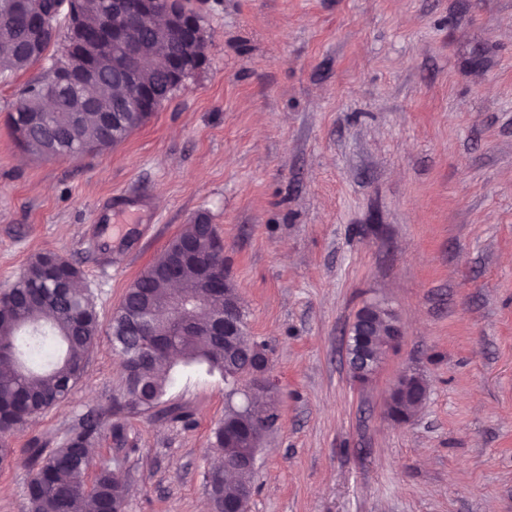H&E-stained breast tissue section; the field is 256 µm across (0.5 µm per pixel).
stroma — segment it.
<instances>
[{"instance_id": "1", "label": "stroma", "mask_w": 512, "mask_h": 512, "mask_svg": "<svg viewBox=\"0 0 512 512\" xmlns=\"http://www.w3.org/2000/svg\"><path fill=\"white\" fill-rule=\"evenodd\" d=\"M205 61L121 145L24 152L7 124L33 66L0 82V291L54 253L101 324L199 217L267 344L280 417L250 512H512V0H192ZM383 301L404 335L356 382L347 332ZM427 397L386 401L402 370ZM124 371L108 339L67 397L11 433L0 512H25L32 449L111 415ZM219 374L182 370V419L122 410L125 512H208Z\"/></svg>"}]
</instances>
